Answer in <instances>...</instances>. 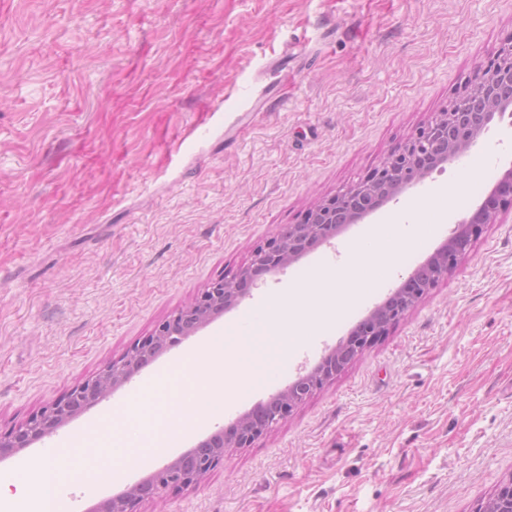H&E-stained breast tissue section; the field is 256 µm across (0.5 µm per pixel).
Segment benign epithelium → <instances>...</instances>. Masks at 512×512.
I'll use <instances>...</instances> for the list:
<instances>
[{"mask_svg":"<svg viewBox=\"0 0 512 512\" xmlns=\"http://www.w3.org/2000/svg\"><path fill=\"white\" fill-rule=\"evenodd\" d=\"M455 108V112L438 113L416 130L363 180L322 199L299 223L279 231L255 252L248 266L231 276L213 280L193 304L160 323L151 335L138 341L96 376L7 433L0 434V460L51 436L68 421L130 382L160 353L179 345L184 338L206 325L213 315L237 305L249 294L250 286L265 274L291 265L346 226L357 223L395 199L432 170L466 152L495 118L504 116L512 108V45L502 48L478 69L470 86L457 98ZM510 204L512 171L508 170L466 225L424 266L410 274L409 281H414L426 270L433 271L436 280L451 273L456 261L471 251L483 227L492 223ZM400 295L406 297L405 307L389 311L385 303L372 311L366 321L374 322L375 329L360 335L352 333L340 341L311 371L298 376L274 396L264 420L258 422L256 415L244 414L236 420L234 433L208 436L174 461L155 469L142 482L98 503L94 512H133L135 504L142 499L156 498L171 487L197 482L224 460L227 449L248 447L272 425L285 419L298 404L336 378L366 347L385 335V326L398 322L422 298L419 290L408 286L395 292V296ZM473 512H512V479L501 484L491 498L480 502Z\"/></svg>","mask_w":512,"mask_h":512,"instance_id":"obj_1","label":"benign epithelium"}]
</instances>
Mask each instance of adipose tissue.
Wrapping results in <instances>:
<instances>
[{
    "mask_svg": "<svg viewBox=\"0 0 512 512\" xmlns=\"http://www.w3.org/2000/svg\"><path fill=\"white\" fill-rule=\"evenodd\" d=\"M69 471L63 459L41 463L35 476L14 477L15 493L0 492V512H58L57 486Z\"/></svg>",
    "mask_w": 512,
    "mask_h": 512,
    "instance_id": "adipose-tissue-1",
    "label": "adipose tissue"
}]
</instances>
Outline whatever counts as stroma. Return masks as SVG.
<instances>
[{"label": "stroma", "mask_w": 512, "mask_h": 512, "mask_svg": "<svg viewBox=\"0 0 512 512\" xmlns=\"http://www.w3.org/2000/svg\"><path fill=\"white\" fill-rule=\"evenodd\" d=\"M512 41V0H0V432L120 358L280 228L352 186ZM512 167V117L139 371L149 381L324 254L399 219L381 305ZM433 230L418 236V222ZM300 374L295 355L122 472L73 473L91 512ZM132 384L0 474L70 454ZM512 479V207L387 335L249 447L136 512H473Z\"/></svg>", "instance_id": "obj_1"}]
</instances>
